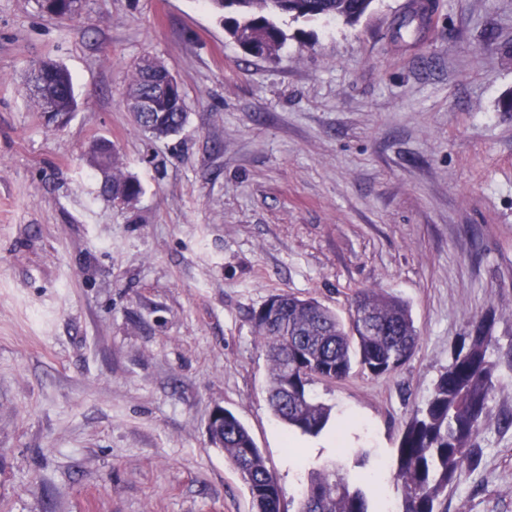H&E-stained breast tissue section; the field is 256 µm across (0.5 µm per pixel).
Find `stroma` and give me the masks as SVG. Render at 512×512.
<instances>
[{"label":"stroma","instance_id":"1","mask_svg":"<svg viewBox=\"0 0 512 512\" xmlns=\"http://www.w3.org/2000/svg\"><path fill=\"white\" fill-rule=\"evenodd\" d=\"M374 0L355 24L276 16V60L245 55L204 0H84L60 21L0 0V512H253L209 441L220 405L252 434L294 512L309 474L391 463L404 425L472 324L493 312L497 382L479 462L447 512H512V0ZM155 56L188 120L155 139L124 103ZM71 73L46 127L32 62ZM112 143L141 184L101 192ZM410 307L396 373L315 393L318 436L272 414L251 313L288 291L346 314L358 290Z\"/></svg>","mask_w":512,"mask_h":512}]
</instances>
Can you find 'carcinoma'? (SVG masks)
Masks as SVG:
<instances>
[{
  "label": "carcinoma",
  "mask_w": 512,
  "mask_h": 512,
  "mask_svg": "<svg viewBox=\"0 0 512 512\" xmlns=\"http://www.w3.org/2000/svg\"><path fill=\"white\" fill-rule=\"evenodd\" d=\"M208 2L246 54L272 59L287 39L275 15L353 24L370 11L373 0ZM43 67L47 75L43 93L30 95L35 111H44L46 99L59 112L74 111L77 102L69 71L53 60L43 61ZM167 71L155 57L145 65L139 61L125 92L127 103L143 96L154 100V111L131 113L134 126L154 138L178 132L188 119L185 94L171 95L162 84ZM90 161L105 176L101 187L105 196L126 202L139 197L140 183L121 171L114 152L92 148ZM493 320L490 311L475 321L423 404L405 423L391 472L400 492L399 512H445L448 488L476 463L474 441L483 426L496 373L489 357ZM252 321L270 361L267 393L274 416L287 428L311 436L323 432L332 411L319 401L315 384L340 382L355 365L373 376L390 375L411 358L419 341L409 306L380 289L360 291L346 320L315 299L273 293L252 312ZM210 441L222 445L225 458L249 491L254 512H282L277 478L232 411L224 410V421L210 428ZM380 480L378 471L359 474L346 465H325L313 472L295 512H371L366 489Z\"/></svg>",
  "instance_id": "obj_1"
}]
</instances>
